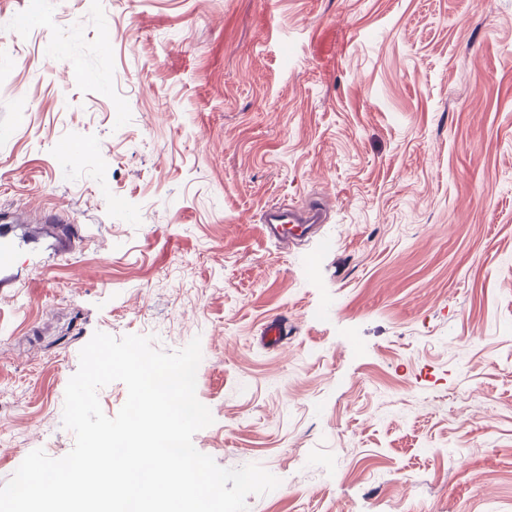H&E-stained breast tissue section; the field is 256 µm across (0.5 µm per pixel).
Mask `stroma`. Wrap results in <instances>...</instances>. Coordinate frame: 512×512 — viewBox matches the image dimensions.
I'll list each match as a JSON object with an SVG mask.
<instances>
[{"instance_id": "1", "label": "stroma", "mask_w": 512, "mask_h": 512, "mask_svg": "<svg viewBox=\"0 0 512 512\" xmlns=\"http://www.w3.org/2000/svg\"><path fill=\"white\" fill-rule=\"evenodd\" d=\"M0 42V486L101 331L200 339L248 512H512V0H0ZM326 218V206L322 202H314L307 206L288 208L273 205L265 209L261 215V223L265 225L270 240H302Z\"/></svg>"}]
</instances>
